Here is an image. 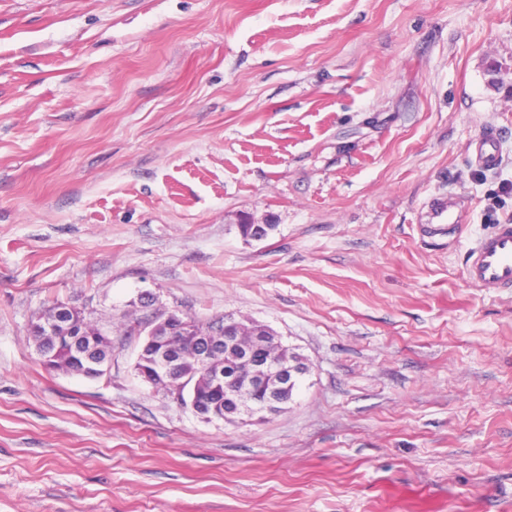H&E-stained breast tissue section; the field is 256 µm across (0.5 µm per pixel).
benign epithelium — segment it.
<instances>
[{
	"instance_id": "7a95c632",
	"label": "benign epithelium",
	"mask_w": 512,
	"mask_h": 512,
	"mask_svg": "<svg viewBox=\"0 0 512 512\" xmlns=\"http://www.w3.org/2000/svg\"><path fill=\"white\" fill-rule=\"evenodd\" d=\"M84 312L65 304L55 311L54 318L46 324L49 333L77 341L84 334L82 317ZM224 325L238 330L235 342H253L255 348L274 350L281 346L278 335L261 336L251 324H245L235 318L224 319ZM182 339L188 348L196 352L200 373L193 378L180 371V353L172 344ZM224 341L222 336H196L193 334L191 320L177 310L166 313L163 321L153 325L147 332L145 345L161 347L160 354L150 368L141 366L142 358H137L134 366L139 378L146 384L165 391L175 402L188 395H196L198 386L204 384L224 385L225 391L239 400L238 414L252 416L258 413L272 414L282 409L287 400L278 396V392L300 375V367L288 360L272 363H257L251 354H246L229 364V370L222 365ZM112 339L105 331L91 337V346L83 353V367L80 374L95 378L103 375L112 360Z\"/></svg>"
}]
</instances>
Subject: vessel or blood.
<instances>
[{
  "mask_svg": "<svg viewBox=\"0 0 512 512\" xmlns=\"http://www.w3.org/2000/svg\"><path fill=\"white\" fill-rule=\"evenodd\" d=\"M471 159L484 169L495 168L500 160L496 132L481 134L472 145ZM469 222V207L461 195L436 197L423 214L420 230L428 238H445ZM465 277L485 294L494 295L512 288V223L495 224L476 239L468 250Z\"/></svg>",
  "mask_w": 512,
  "mask_h": 512,
  "instance_id": "b4317fda",
  "label": "vessel or blood"
}]
</instances>
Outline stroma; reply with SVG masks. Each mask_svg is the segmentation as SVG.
Wrapping results in <instances>:
<instances>
[{"mask_svg": "<svg viewBox=\"0 0 512 512\" xmlns=\"http://www.w3.org/2000/svg\"><path fill=\"white\" fill-rule=\"evenodd\" d=\"M510 181L512 0H0V512H512V291L464 277ZM143 290L310 371L205 421L133 371ZM56 302L103 376L42 366ZM471 146V159L475 165L484 169H493L498 165L500 154L495 131H485ZM422 217L423 235L432 240L448 238L469 223V207L460 194L448 192L434 198ZM60 305L61 303H54L45 310L41 318L50 316ZM83 315L84 312L81 309L63 304V306L55 311L54 318L48 324L44 323V326L51 335H53L54 332L60 334V336H54L58 341L65 338L68 341L74 340L76 343L84 334V326L82 324ZM45 327L41 325H31L30 329V335L40 348L53 345L52 338L44 334ZM98 322L87 320L85 333L91 337V346L83 353V367L80 374L85 377L95 378L103 375L109 368L112 360V339L105 331H100ZM99 332L100 336H96ZM106 350V356L102 351Z\"/></svg>", "mask_w": 512, "mask_h": 512, "instance_id": "obj_1", "label": "stroma"}]
</instances>
